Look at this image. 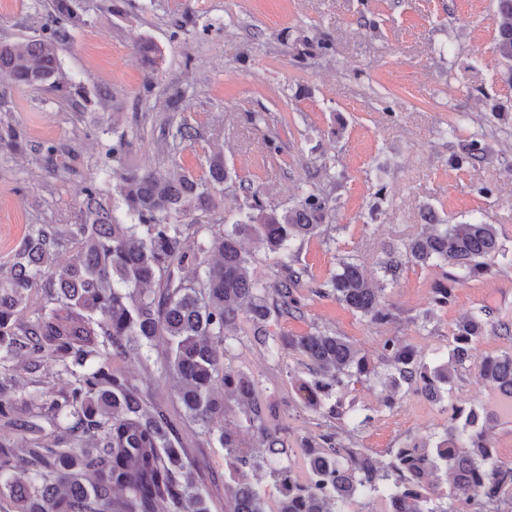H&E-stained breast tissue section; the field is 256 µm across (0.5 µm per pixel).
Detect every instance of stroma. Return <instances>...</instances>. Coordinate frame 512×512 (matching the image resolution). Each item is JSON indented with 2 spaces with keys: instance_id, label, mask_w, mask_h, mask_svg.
<instances>
[{
  "instance_id": "stroma-1",
  "label": "stroma",
  "mask_w": 512,
  "mask_h": 512,
  "mask_svg": "<svg viewBox=\"0 0 512 512\" xmlns=\"http://www.w3.org/2000/svg\"><path fill=\"white\" fill-rule=\"evenodd\" d=\"M49 0H0V41L40 34ZM84 23L61 55L66 74L83 87L82 98L50 88L31 89L0 79V127L16 128L24 149L0 143V266L32 224L77 223L84 188L96 183L103 200L118 204L110 176L113 140L131 146L124 162L139 168L178 167L203 174L214 153L232 175L214 212L203 223L219 230L225 214L247 203L242 184H253L262 201L292 206L308 178L336 201L333 243H297L299 260L315 279L336 270L340 256L364 266L370 283L382 274L383 244L417 233L423 207L458 222L483 213L512 247V84L492 53L498 17L495 0H80ZM119 11H112V4ZM325 36L332 57L299 59L303 37ZM153 43L161 53L147 74L135 45ZM112 97L102 100L98 91ZM181 96L179 111L170 100ZM189 126L191 141L176 131ZM484 132L493 157L456 169L450 160L473 132ZM280 152L267 153L268 137ZM57 148L46 163L42 147ZM493 193L481 195L480 186ZM437 269L404 268L387 284L385 297L398 317L375 325L335 300L305 295L301 315L281 320L278 332L314 329L347 336L377 355L383 337L398 335L424 360L446 352L448 334L478 308L512 324V266L455 290L445 308L430 306ZM432 311L431 335L418 333ZM234 365L248 368L267 402L295 435L322 430L320 417L289 398L288 377L300 373L295 357L274 358L241 346ZM357 406L371 422L355 435L376 457L404 442L428 441L448 421V406H496L478 381V366L462 369L450 401L413 392L386 406L380 387L356 385ZM182 435L192 456L204 461L205 487L224 502V451L198 426Z\"/></svg>"
}]
</instances>
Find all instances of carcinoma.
<instances>
[{
	"label": "carcinoma",
	"instance_id": "cac0c4a2",
	"mask_svg": "<svg viewBox=\"0 0 512 512\" xmlns=\"http://www.w3.org/2000/svg\"><path fill=\"white\" fill-rule=\"evenodd\" d=\"M496 8L494 52L512 83V0H496ZM80 10L79 0H51L43 35L0 42V76L81 95L60 59L84 23ZM490 153L477 134L451 163L474 166ZM112 177L120 209L103 205L91 183L79 223L31 225L7 269L0 268V420L22 435L14 446L0 433V512H156L159 503L166 512H211L201 467L181 441L186 422L224 449V512H387L391 501L398 512H512V464L500 459L489 436L494 411L452 405L434 444L407 441L382 460L354 441L372 416L347 400L352 386L369 381L389 392V403L403 389L449 394L480 341L509 324L491 321L482 308L466 315L450 330L446 360L432 367L404 337L385 336L381 360L391 372L382 376L377 362L337 332L277 336L270 330L301 312L302 288L376 325L395 319L394 307L358 263L341 258L322 281L299 264L294 243L322 236L334 211L316 184L281 211L245 188L252 202L224 217L222 231L198 225L201 239L190 255L183 247L186 220L214 209L216 193L230 179L224 158L212 157L204 178L178 168L133 167ZM247 240L275 256L277 280L252 274ZM67 246L72 258L56 264V252ZM505 263H512V250L497 227L472 215L425 225L385 251L379 269L391 282L406 266L440 269L431 303L445 308L457 284ZM190 264L204 267L194 282L183 276ZM36 290L44 292L43 302L27 313ZM242 335L278 357L302 360L306 376L294 375L290 384L304 409L328 420L326 430L296 439L268 412L254 375L226 362ZM157 341L165 345L159 378L172 383L184 410L178 420L149 386L117 367L143 358ZM24 359L34 370L53 367L67 388L30 393L31 409L22 416L8 373ZM478 378L512 410V352L482 357ZM236 410L254 434L250 447L228 427ZM52 434L54 446L45 442ZM19 463L22 479L15 474ZM266 477L275 492L261 484Z\"/></svg>",
	"mask_w": 512,
	"mask_h": 512
}]
</instances>
